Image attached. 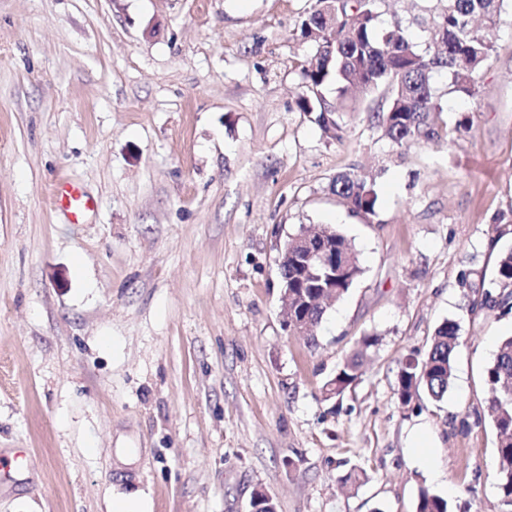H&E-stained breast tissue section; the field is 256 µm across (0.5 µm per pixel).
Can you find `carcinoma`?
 Wrapping results in <instances>:
<instances>
[{"label":"carcinoma","mask_w":512,"mask_h":512,"mask_svg":"<svg viewBox=\"0 0 512 512\" xmlns=\"http://www.w3.org/2000/svg\"><path fill=\"white\" fill-rule=\"evenodd\" d=\"M327 0H315L302 19L297 37L314 46L302 70L299 111L316 124L329 139H342L340 116L355 111L359 99L384 87L386 107L372 113V120L395 145L440 140L449 135L435 125L432 114L443 111L435 96L434 75L446 71L449 91L474 97L479 76L487 66L506 0H433L413 18L379 26L378 0H334L336 23L322 12ZM425 37V48L414 42L413 29ZM334 85L336 95L325 89ZM332 195L342 200L351 213L368 224L378 218L379 193L375 182L358 173H341L329 185ZM302 236L324 239L330 258L336 259V275L323 277L288 257L280 268L288 279L293 297L288 309H296L299 320L310 324L309 341L328 307L348 294L363 274L359 253L331 227L302 224ZM498 297L485 293L484 305L494 308L512 298V249L500 254L496 267ZM458 324L441 323L432 336L426 355L409 358L398 373L397 392L408 405L425 392L434 401L443 400L453 381V353L458 341ZM358 379V364L351 361L329 377L322 386L327 398L339 397ZM488 389V415L495 430L497 488L503 512H512V336L504 337L493 362L484 374ZM416 512H452L448 500L420 491Z\"/></svg>","instance_id":"cac0c4a2"}]
</instances>
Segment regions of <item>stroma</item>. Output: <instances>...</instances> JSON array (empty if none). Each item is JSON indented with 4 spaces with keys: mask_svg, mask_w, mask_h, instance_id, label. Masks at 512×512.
<instances>
[{
    "mask_svg": "<svg viewBox=\"0 0 512 512\" xmlns=\"http://www.w3.org/2000/svg\"><path fill=\"white\" fill-rule=\"evenodd\" d=\"M313 0H0V512H502L483 382L512 310L483 308L512 247V12L476 98L434 86L451 141L396 146L341 116V141L297 107ZM374 179L379 220L329 193ZM95 203L69 223L52 185ZM303 224L355 246L363 276L316 344L292 335L279 258ZM447 319L440 402L397 376ZM377 335L362 348L360 339ZM361 354L357 382L325 380ZM425 430L440 479L408 446ZM353 468L359 488L343 485Z\"/></svg>",
    "mask_w": 512,
    "mask_h": 512,
    "instance_id": "1",
    "label": "stroma"
}]
</instances>
